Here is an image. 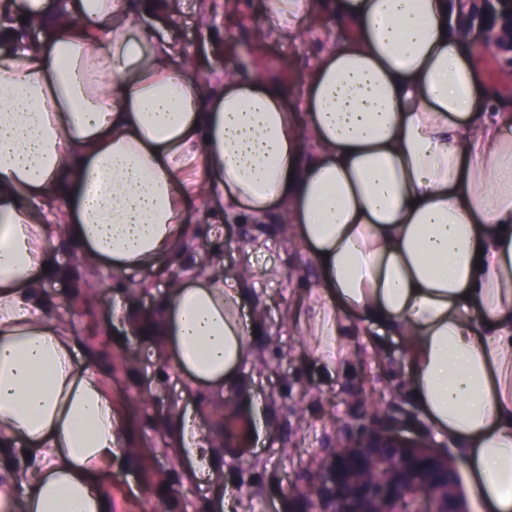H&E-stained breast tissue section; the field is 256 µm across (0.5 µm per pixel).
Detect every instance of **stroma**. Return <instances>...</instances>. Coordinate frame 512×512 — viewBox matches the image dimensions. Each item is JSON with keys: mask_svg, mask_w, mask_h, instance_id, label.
Segmentation results:
<instances>
[{"mask_svg": "<svg viewBox=\"0 0 512 512\" xmlns=\"http://www.w3.org/2000/svg\"><path fill=\"white\" fill-rule=\"evenodd\" d=\"M235 19H227L225 0H167L172 41L193 52L203 46L235 43L230 66L240 74L264 70L297 90L317 57L349 29L325 15L296 40L267 38L256 42L262 0H234ZM188 209L197 240L182 257L185 270L204 266L218 256L225 275L238 274L250 249L261 246L257 262L271 273L246 281L247 314L258 332L248 340L250 357L226 396H210L188 388L165 365L158 336L138 333L114 321L122 303L138 318L158 314L163 287L139 289V277L119 279L89 264L50 225L47 246L54 263L78 268L90 287L76 290L62 280L47 281L44 295L50 316L66 318L79 340V359L92 360L112 390L120 412L136 423L123 446L122 458L100 476L112 497V512H220L207 484H191L186 463L171 448L166 426L172 415L193 412L199 429L211 431L214 413L226 399L246 423L243 446L216 444L220 464L215 476L235 497L238 512H291V490L311 477L323 449L356 438L361 427L399 424L405 435L426 437L447 452L459 474L467 469L447 438L438 436L406 393L410 367L402 357L403 342L390 334L352 335L349 350L334 368L318 364L306 353L290 305L318 285L314 266L282 232V223L235 225L233 236L210 203L196 198Z\"/></svg>", "mask_w": 512, "mask_h": 512, "instance_id": "35a3bbf8", "label": "stroma"}]
</instances>
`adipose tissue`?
Segmentation results:
<instances>
[{
	"mask_svg": "<svg viewBox=\"0 0 512 512\" xmlns=\"http://www.w3.org/2000/svg\"><path fill=\"white\" fill-rule=\"evenodd\" d=\"M352 35L328 44L298 109L254 72L187 79L173 41L126 0H0V16L50 24L22 45L0 23V512H112L96 477L124 420L41 288L46 226L124 277L167 291L170 369L223 392L255 329L243 278L168 260L191 240L189 198L226 223L280 216L319 285L300 310L309 355L335 366L352 324L402 338L409 391L463 458L491 512H512V106L492 95L486 44L450 27L456 0H331ZM315 0H267L262 23L298 37ZM171 440L190 481L213 479L214 438L191 415ZM26 492H19V484Z\"/></svg>",
	"mask_w": 512,
	"mask_h": 512,
	"instance_id": "ef3b65f1",
	"label": "adipose tissue"
}]
</instances>
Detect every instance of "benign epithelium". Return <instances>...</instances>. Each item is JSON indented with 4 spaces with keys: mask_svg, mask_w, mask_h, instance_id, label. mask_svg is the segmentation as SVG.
<instances>
[{
    "mask_svg": "<svg viewBox=\"0 0 512 512\" xmlns=\"http://www.w3.org/2000/svg\"><path fill=\"white\" fill-rule=\"evenodd\" d=\"M297 512H469L456 467L422 439L366 430L325 454L317 483L294 489Z\"/></svg>",
    "mask_w": 512,
    "mask_h": 512,
    "instance_id": "1",
    "label": "benign epithelium"
}]
</instances>
